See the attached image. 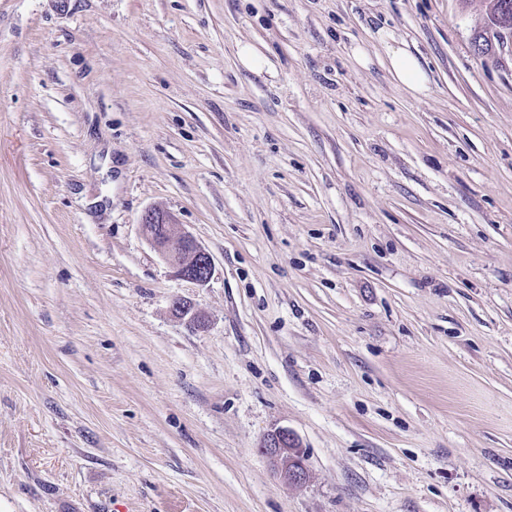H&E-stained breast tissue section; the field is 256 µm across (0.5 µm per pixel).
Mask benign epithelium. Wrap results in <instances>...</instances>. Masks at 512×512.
Returning a JSON list of instances; mask_svg holds the SVG:
<instances>
[{"mask_svg": "<svg viewBox=\"0 0 512 512\" xmlns=\"http://www.w3.org/2000/svg\"><path fill=\"white\" fill-rule=\"evenodd\" d=\"M497 50L512 49V11L503 6L497 23L492 27ZM145 239L157 251L176 277L204 286L214 274L210 253L187 231H177L174 217L161 209L145 212L140 222ZM174 313L198 329L206 326L204 314L194 305L177 299ZM262 451L270 457L277 476L287 483H299L306 476V452L299 439L285 428L266 434L261 442Z\"/></svg>", "mask_w": 512, "mask_h": 512, "instance_id": "7a95c632", "label": "benign epithelium"}]
</instances>
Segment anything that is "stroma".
Wrapping results in <instances>:
<instances>
[{
    "label": "stroma",
    "mask_w": 512,
    "mask_h": 512,
    "mask_svg": "<svg viewBox=\"0 0 512 512\" xmlns=\"http://www.w3.org/2000/svg\"><path fill=\"white\" fill-rule=\"evenodd\" d=\"M484 23L0 0V512H512V53L475 51ZM278 428L302 483L261 451ZM389 71L413 95H427L429 79L418 60L402 48H388ZM174 217L161 209H150L140 226L145 239L176 277L204 286L214 274L210 253L187 231L178 232ZM262 451L270 457L277 476L287 483H299L306 476V452L299 439L288 429L267 433L261 442Z\"/></svg>",
    "instance_id": "obj_1"
}]
</instances>
